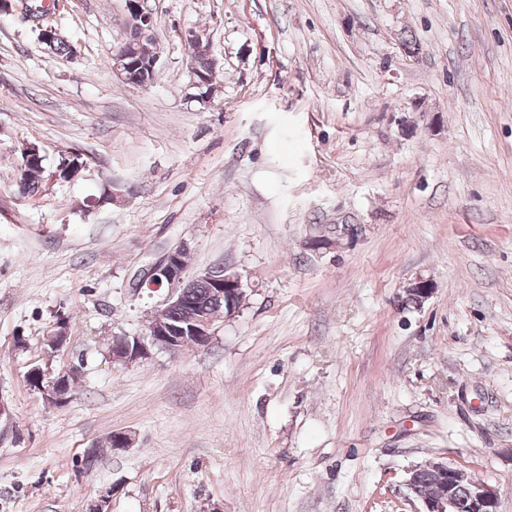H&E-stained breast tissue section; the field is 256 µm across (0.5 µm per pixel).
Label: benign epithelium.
I'll list each match as a JSON object with an SVG mask.
<instances>
[{
    "instance_id": "benign-epithelium-1",
    "label": "benign epithelium",
    "mask_w": 512,
    "mask_h": 512,
    "mask_svg": "<svg viewBox=\"0 0 512 512\" xmlns=\"http://www.w3.org/2000/svg\"><path fill=\"white\" fill-rule=\"evenodd\" d=\"M126 32L118 48L112 54V72L125 83H130V71L139 68L147 74L142 85L153 84L156 77V66L159 61V48H146L143 39L151 36L155 27V18L148 7V0H126ZM139 33L140 38L133 39L129 32ZM189 69L192 76V85L202 87V73L196 65L201 55L211 56L210 40L202 32L192 31L188 36ZM187 246L180 243L169 249L159 260L151 263L141 270L133 286L141 289L160 288L164 285L170 288L166 298L159 304L157 314L145 326V332L138 336H116L106 350V356L114 363L128 364L146 359L154 349L164 350L171 354L180 352L187 340H193L198 346H205L213 336L216 326L224 322V318L236 313L234 308L224 310L220 307L214 312H194L185 303L187 288L190 283L185 281V268L181 257ZM197 279L209 283L210 288L218 299L234 298L245 293L241 275L231 269L215 267L205 270ZM181 308L185 319L178 323L165 322L160 313ZM68 327L65 323L57 322L44 337V343L51 345L50 356L58 355L67 343ZM77 372L76 366L70 363L56 371H43L34 366L29 373L39 375L32 391L39 394L43 403L52 407H64L70 398L64 394L63 389L69 376ZM427 466L436 471L439 476V485L432 491H423L415 486V476L419 467L414 466L406 470L404 481L409 496L422 502L425 512H456V488L468 484L473 486L471 507L473 512H499V496L493 486L473 480L465 471L449 464L446 461H431Z\"/></svg>"
}]
</instances>
